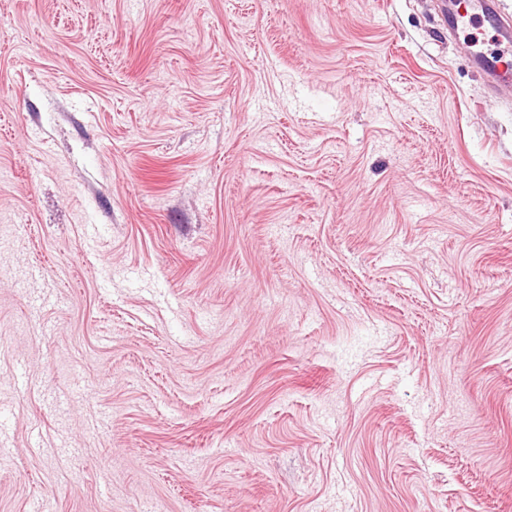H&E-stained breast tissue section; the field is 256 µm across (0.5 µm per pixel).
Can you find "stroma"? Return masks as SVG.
Listing matches in <instances>:
<instances>
[{
  "label": "stroma",
  "instance_id": "obj_1",
  "mask_svg": "<svg viewBox=\"0 0 512 512\" xmlns=\"http://www.w3.org/2000/svg\"><path fill=\"white\" fill-rule=\"evenodd\" d=\"M439 0H0V512H512V84ZM508 53L504 50L496 53L485 54L483 52H477L474 58L477 68H479L484 74L488 75L493 82L499 84L503 83L507 79V74L512 75L511 67H505L503 61L504 55Z\"/></svg>",
  "mask_w": 512,
  "mask_h": 512
}]
</instances>
